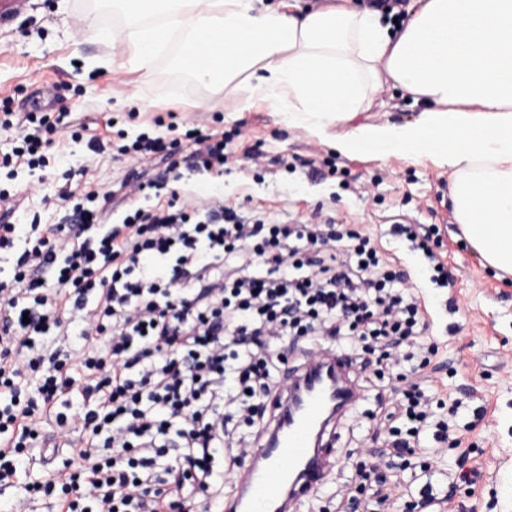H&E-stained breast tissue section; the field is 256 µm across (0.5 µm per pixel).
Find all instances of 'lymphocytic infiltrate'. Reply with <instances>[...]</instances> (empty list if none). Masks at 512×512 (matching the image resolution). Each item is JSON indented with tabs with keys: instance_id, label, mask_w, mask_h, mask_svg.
Here are the masks:
<instances>
[{
	"instance_id": "obj_1",
	"label": "lymphocytic infiltrate",
	"mask_w": 512,
	"mask_h": 512,
	"mask_svg": "<svg viewBox=\"0 0 512 512\" xmlns=\"http://www.w3.org/2000/svg\"><path fill=\"white\" fill-rule=\"evenodd\" d=\"M67 117L1 115L17 144L0 168H46L48 136ZM185 136L194 150L168 164L167 179L125 176L119 222L97 191L65 184L56 200L68 223L0 224V485L30 448L50 442L75 450L77 464L25 490L56 492L59 512H224L237 483L215 458L241 459L268 437L288 368L272 342L292 336L323 355L371 357L364 386L378 391L387 440L378 468L355 474L370 490L368 512H392L400 499L408 512L447 503L478 475L463 446L476 422L468 404L440 396L439 346L425 336L429 311L410 273L330 218L287 224L192 195L145 207L184 170L223 173L229 137L199 125ZM89 146L136 163L172 151L146 132L129 145L94 136ZM390 233L447 287L434 225ZM48 280L69 286L68 296ZM450 449L453 468L438 469Z\"/></svg>"
}]
</instances>
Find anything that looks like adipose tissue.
Instances as JSON below:
<instances>
[{"label":"adipose tissue","instance_id":"ef3b65f1","mask_svg":"<svg viewBox=\"0 0 512 512\" xmlns=\"http://www.w3.org/2000/svg\"><path fill=\"white\" fill-rule=\"evenodd\" d=\"M126 26L108 38L116 70H149L178 40L177 63L199 82L244 88L289 126L337 140L430 155L453 175L455 219L489 266L512 272V0H414L394 27L351 0L316 10L298 0H119ZM208 56H200V46ZM392 84L425 102L413 123L358 116Z\"/></svg>","mask_w":512,"mask_h":512}]
</instances>
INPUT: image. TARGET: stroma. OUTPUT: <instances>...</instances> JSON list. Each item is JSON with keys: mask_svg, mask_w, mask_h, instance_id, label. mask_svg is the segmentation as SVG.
<instances>
[{"mask_svg": "<svg viewBox=\"0 0 512 512\" xmlns=\"http://www.w3.org/2000/svg\"><path fill=\"white\" fill-rule=\"evenodd\" d=\"M89 0H29L26 21L0 30V113H23L29 99L61 97L73 126L81 135L62 129L46 152L50 169L35 175L19 173L18 209L11 223L25 225L32 218L59 223L54 205L58 184L92 182L106 213L121 210L116 190L130 165L111 154H95L90 137L104 133L108 117H116L126 141L145 129L165 140L180 139L200 113H207L211 131L233 135L237 156L251 152L258 164L243 175L234 161L221 176H192L174 191L194 192L203 198L251 201L270 215L294 224L316 223L333 217L336 223L364 229L395 266L414 270V286L427 290L432 302L428 336L451 373L445 398L470 399L484 409L466 445L477 447L472 463L481 478L460 485L441 512H512V275L501 276L485 265L462 238L450 201L451 177L435 158L387 154L364 149L353 155L338 152L333 141L320 140L289 127L281 113L265 103L243 108L242 93H224L195 84L162 55L150 71L117 72L105 67L113 46L108 39L83 37ZM93 69H86V62ZM423 110L399 88L385 87L364 116L368 121L396 124L416 121ZM174 113L172 125L155 119ZM171 191V192H174ZM171 192L162 191L158 204ZM434 224L439 232L433 247L451 277L447 290H430L422 263L405 242L389 235L393 224ZM454 301L456 311L446 310ZM374 423L361 426L337 420V438L319 497L308 512H323L336 490L347 483L360 462L373 458ZM39 457L21 460L12 486L0 487V512H57L54 497H29L25 483L45 480Z\"/></svg>", "mask_w": 512, "mask_h": 512, "instance_id": "stroma-1", "label": "stroma"}]
</instances>
